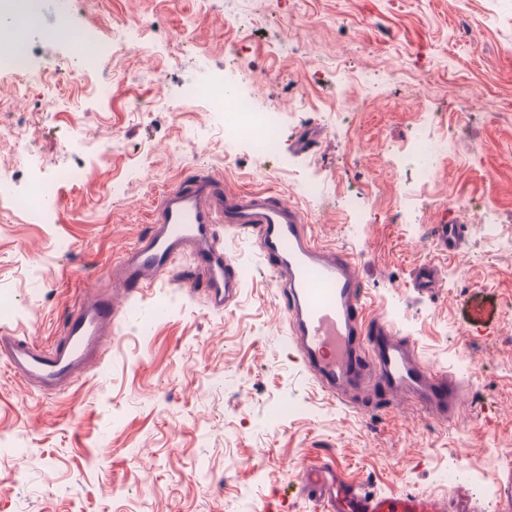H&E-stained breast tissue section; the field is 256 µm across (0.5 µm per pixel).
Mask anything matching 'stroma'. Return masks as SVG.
<instances>
[{"label":"stroma","mask_w":512,"mask_h":512,"mask_svg":"<svg viewBox=\"0 0 512 512\" xmlns=\"http://www.w3.org/2000/svg\"><path fill=\"white\" fill-rule=\"evenodd\" d=\"M35 15L18 38L54 65L62 106L42 112L40 88L15 99L0 73V124L31 116L16 187L40 172L60 204L39 220L0 205V330L49 342L192 170L284 194L322 243L359 259L371 298L431 364L471 377L450 426L330 402L284 341L253 238L232 234L243 288L229 310L189 292L184 257L125 305L103 364L64 392L42 397L0 366V512H251L316 456L377 491L444 494L486 476L476 494L491 512L512 463V0H35ZM62 19L118 46L102 69L123 79L105 102L67 82L74 46L44 41ZM127 21L150 24V44L120 37ZM216 73L277 113L276 154L184 104L189 82ZM445 223L467 227L457 254L433 248ZM422 264L442 274L429 294L411 285Z\"/></svg>","instance_id":"stroma-1"}]
</instances>
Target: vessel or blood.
Instances as JSON below:
<instances>
[{"label": "vessel or blood", "instance_id": "vessel-or-blood-1", "mask_svg": "<svg viewBox=\"0 0 512 512\" xmlns=\"http://www.w3.org/2000/svg\"><path fill=\"white\" fill-rule=\"evenodd\" d=\"M227 231L255 238L287 315L288 343L331 401L343 405L359 395L390 407L408 402L419 415L455 423L467 405L465 387L447 369L431 365L417 342L368 301L355 256L321 244L304 212L275 192H234L213 174L179 181L162 195L149 230L122 254L113 283L126 296L143 293L186 253L187 288L210 308L224 309L242 286L238 264L224 249ZM465 233L464 225L438 224L432 242L440 252L454 253ZM411 281L414 290L430 293L442 278L428 264L416 267ZM121 317L111 291L97 289L67 311L50 344L0 331V364L27 387L55 395L102 363ZM293 481L317 512H476L473 491L459 482L446 496L375 492L319 459L299 465Z\"/></svg>", "mask_w": 512, "mask_h": 512}]
</instances>
